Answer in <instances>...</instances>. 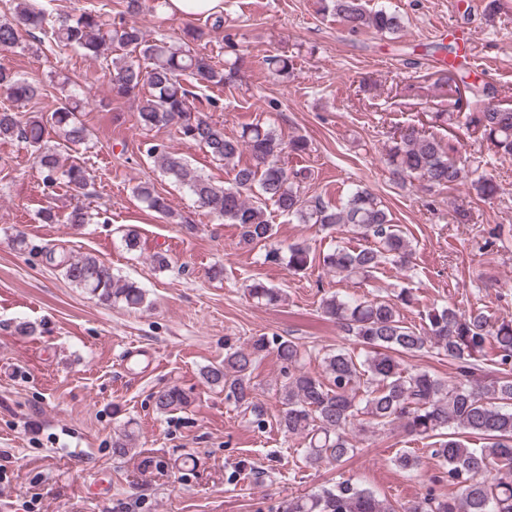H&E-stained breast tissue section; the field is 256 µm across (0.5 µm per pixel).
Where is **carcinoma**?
Wrapping results in <instances>:
<instances>
[{
  "label": "carcinoma",
  "instance_id": "obj_1",
  "mask_svg": "<svg viewBox=\"0 0 512 512\" xmlns=\"http://www.w3.org/2000/svg\"><path fill=\"white\" fill-rule=\"evenodd\" d=\"M17 23L0 21V50L18 44L20 30L38 31L56 45L74 50L94 61L108 58L112 94L139 97L136 124L141 127H175L180 137L204 148L214 160L233 164L232 182L217 186L189 168L187 160L163 144H152L147 156L161 172L185 188L200 207L227 224L240 228V243L264 248L266 263L283 265L295 274L308 269L314 260L309 244L273 242L274 225L264 218L263 204L270 201L278 211L304 224L323 230L347 228L372 242L357 247L341 246L323 256V264L336 275L358 280L370 278L386 264L406 267L413 249L405 232L393 224L389 211L369 189L357 186L336 204L308 197L290 181L280 164L285 152L301 154L307 140L297 136L284 141L275 130L261 123H246L240 135L227 137L194 105L196 93L185 88L181 77L191 78L195 88L207 90L233 81L240 58L219 65L197 52L191 43L203 40L209 29L221 26L223 18H212L211 27H192L183 32L182 43L150 40L142 30L125 21L108 23L93 9L78 7L56 15L36 7L31 0H13ZM332 9L352 31L372 29L394 33L397 15L385 8L368 10L362 0H330ZM147 61L141 67L137 60ZM268 72L283 76L293 68L286 56L267 55L261 59ZM448 66L456 87L487 93L468 82L469 73ZM14 102L30 101L42 88L18 72L0 65V92ZM85 90L65 78L54 108L40 115L24 117L9 107L0 109V140L17 139L33 148L36 164L46 187L63 184L71 192L88 186L91 175L85 163H61L56 150L45 143L53 131L64 145L81 146L89 130L80 119ZM465 126L489 141L499 158L512 160V109L482 104L465 114ZM249 162H236L243 152ZM455 148L414 125L399 128L387 150L392 175L404 181L418 178L430 188L460 184L464 167L454 157ZM133 193L147 207L164 218L173 217L168 200L154 185L140 183ZM44 224H89L93 216L75 205L63 216L43 210ZM63 277L75 288L97 297L104 304L122 303L131 310L142 308L146 293L136 283L115 276L92 255L62 257L58 262ZM251 298L267 304L280 300L278 289L261 281L248 288ZM416 301L410 288H401L391 299H368L353 294H334L322 301L324 314L361 346L357 355L346 349L327 350L324 375L304 370L310 353L295 341L277 336H253L246 345L228 349L224 361L204 367L207 384L224 389L236 408L259 418L262 410L254 402L252 374L260 358L275 354L284 368L293 369L281 392L280 429L302 440L305 462L340 467L358 451L347 427L365 415L374 426L401 423L407 434L430 440L427 452L440 467L442 477L457 487L452 496L431 493L407 506H395L375 492L346 479L333 487H322L291 498L282 512H512V320H492L484 310L460 311L451 305L432 307L422 314V325H407L401 308ZM434 348L458 365L464 381L448 385L426 371L404 367L403 356ZM495 351L499 377L485 380L480 362ZM156 409L162 413L188 407L190 396L172 386L154 394ZM483 441L470 448L462 435ZM400 469L412 473L421 465L413 451L401 450L393 458Z\"/></svg>",
  "mask_w": 512,
  "mask_h": 512
}]
</instances>
